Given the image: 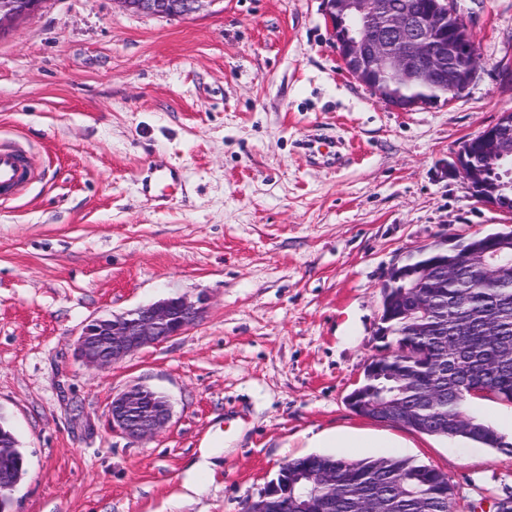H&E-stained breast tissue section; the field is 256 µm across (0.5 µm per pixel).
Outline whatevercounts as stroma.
<instances>
[{
    "mask_svg": "<svg viewBox=\"0 0 512 512\" xmlns=\"http://www.w3.org/2000/svg\"><path fill=\"white\" fill-rule=\"evenodd\" d=\"M468 89L399 112L349 76L323 0H209L189 16L42 0L0 34V143L36 178L0 196V415L26 459L10 512H245L308 440L345 432L444 473L457 512L512 494V453L347 404L381 354L380 285L440 235L512 229L448 167L512 112V0H463ZM341 150L313 162L306 141ZM177 185L153 180L154 165ZM203 300L183 335L105 369L89 320ZM166 395L168 426L107 427L113 394ZM218 453L182 497L203 443Z\"/></svg>",
    "mask_w": 512,
    "mask_h": 512,
    "instance_id": "stroma-1",
    "label": "stroma"
}]
</instances>
